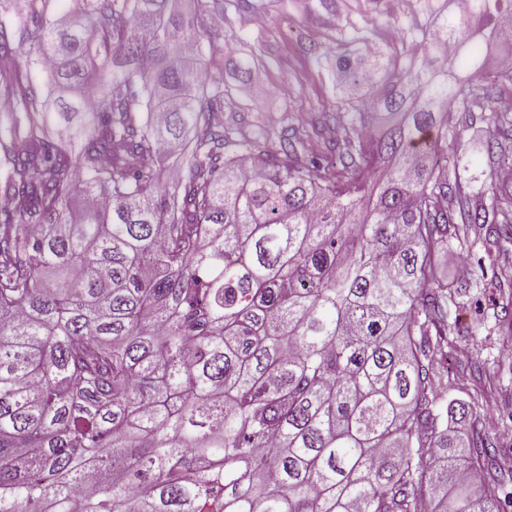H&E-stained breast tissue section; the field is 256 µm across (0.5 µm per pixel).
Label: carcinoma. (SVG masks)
Returning a JSON list of instances; mask_svg holds the SVG:
<instances>
[{
  "label": "carcinoma",
  "instance_id": "carcinoma-1",
  "mask_svg": "<svg viewBox=\"0 0 512 512\" xmlns=\"http://www.w3.org/2000/svg\"><path fill=\"white\" fill-rule=\"evenodd\" d=\"M22 2L0 6V56L27 46L0 69V512H419L448 483L440 512H505L508 458L448 430L471 405L437 384L461 302L436 261L512 227V193L473 203L444 148L474 80L512 82L485 69L512 0H425L437 28L390 52L357 33L335 168L215 120L224 0Z\"/></svg>",
  "mask_w": 512,
  "mask_h": 512
}]
</instances>
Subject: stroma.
<instances>
[{
	"instance_id": "obj_1",
	"label": "stroma",
	"mask_w": 512,
	"mask_h": 512,
	"mask_svg": "<svg viewBox=\"0 0 512 512\" xmlns=\"http://www.w3.org/2000/svg\"><path fill=\"white\" fill-rule=\"evenodd\" d=\"M430 21L420 0H405L401 12H391L378 0H249L248 7L225 5L212 28V42L224 70V114L243 117L249 130L267 134L277 146L285 118L296 125H317L319 136L305 140L299 156L323 150L335 140L332 116L347 102L340 90L336 59L348 49L353 28H373L374 42L395 46L407 29H425ZM255 60L248 80L235 77L238 57ZM497 157L474 152L466 161L481 174L486 187L502 189L497 176L512 159V131L501 130ZM480 254L477 248L449 250L440 263L441 274L461 292L457 321L468 334L458 337L457 353L448 360L440 381L449 397L464 401L482 387H492L494 405L473 412L491 435L503 434L501 417L512 411V332L499 331L492 319L495 290L490 282L471 287Z\"/></svg>"
}]
</instances>
